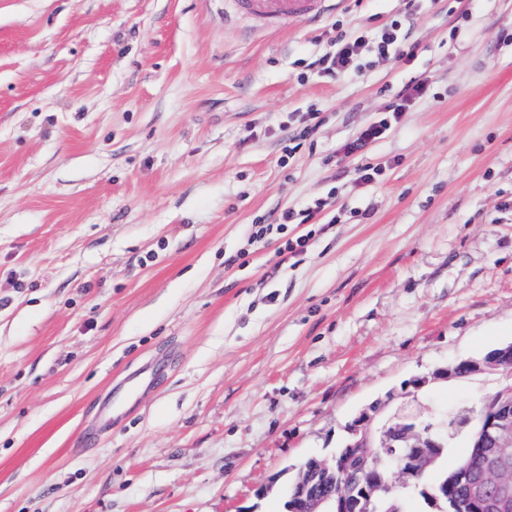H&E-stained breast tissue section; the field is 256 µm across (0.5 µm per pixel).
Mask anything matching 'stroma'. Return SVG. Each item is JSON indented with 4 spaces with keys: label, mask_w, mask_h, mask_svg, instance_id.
<instances>
[{
    "label": "stroma",
    "mask_w": 512,
    "mask_h": 512,
    "mask_svg": "<svg viewBox=\"0 0 512 512\" xmlns=\"http://www.w3.org/2000/svg\"><path fill=\"white\" fill-rule=\"evenodd\" d=\"M403 15L0 0V512H283L371 402L512 341V0H422L414 58L307 72ZM423 77L355 181L337 148ZM319 199L303 253L253 241ZM369 49V41L362 31L340 34L330 49L308 66L320 78H330L351 73L354 61Z\"/></svg>",
    "instance_id": "stroma-1"
}]
</instances>
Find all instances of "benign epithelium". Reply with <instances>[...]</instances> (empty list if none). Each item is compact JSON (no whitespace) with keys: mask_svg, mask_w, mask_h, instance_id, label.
I'll return each instance as SVG.
<instances>
[{"mask_svg":"<svg viewBox=\"0 0 512 512\" xmlns=\"http://www.w3.org/2000/svg\"><path fill=\"white\" fill-rule=\"evenodd\" d=\"M486 374L497 375L498 388L483 398L475 413L454 420L463 427L472 426L476 442L485 450L481 475L469 483L463 501L448 500L446 484L430 497L436 503L450 504L449 512H506L512 505V344L414 377L403 392H391L386 402L362 410L347 426L361 454L344 472L352 475L366 471L370 474L368 482L355 495L343 487L328 494H298L288 502L286 512H377L373 497L385 482L384 459L395 456L398 448L405 449L391 480L406 485L439 456L441 444L423 438L426 423L418 393L436 381Z\"/></svg>","mask_w":512,"mask_h":512,"instance_id":"benign-epithelium-1","label":"benign epithelium"}]
</instances>
